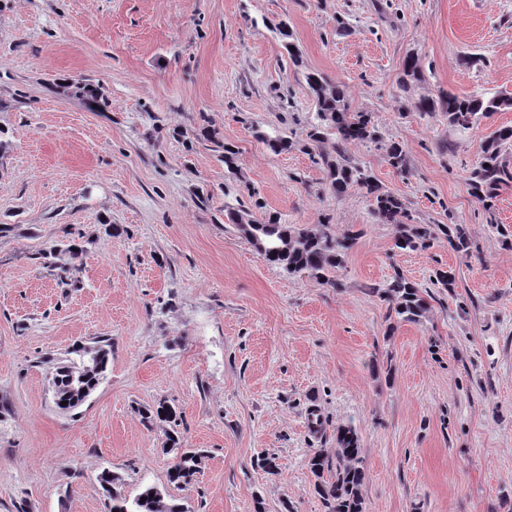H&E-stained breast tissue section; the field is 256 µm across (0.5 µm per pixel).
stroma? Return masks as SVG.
I'll return each mask as SVG.
<instances>
[{
    "mask_svg": "<svg viewBox=\"0 0 512 512\" xmlns=\"http://www.w3.org/2000/svg\"><path fill=\"white\" fill-rule=\"evenodd\" d=\"M309 70L372 115L380 141L352 162L414 223L464 225L469 253L399 251L363 190L329 192L305 149ZM478 89L512 96V0H0V512H108L106 469L189 512H324L308 459L340 425L366 512H512V184L489 211L467 185L512 111L463 133L409 109ZM273 130L293 149L270 152ZM236 204L356 234L338 287L268 263ZM397 272L429 295L419 322L375 291ZM101 337L104 381L60 412L53 363ZM161 401L204 453L191 484H169L170 426L141 415Z\"/></svg>",
    "mask_w": 512,
    "mask_h": 512,
    "instance_id": "1",
    "label": "stroma"
}]
</instances>
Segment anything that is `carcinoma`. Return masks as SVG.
<instances>
[{"mask_svg": "<svg viewBox=\"0 0 512 512\" xmlns=\"http://www.w3.org/2000/svg\"><path fill=\"white\" fill-rule=\"evenodd\" d=\"M277 32L288 51V58L295 66L300 65V55L293 43V33L288 23L278 24ZM420 74L414 55L404 58L402 85L419 80ZM306 83L316 107L317 122L310 131L311 145L317 147L334 138L337 145L369 144L378 142V131L368 112L351 109L346 90L330 83L322 75L310 72ZM411 110L420 114L440 111L448 117V123L461 130L479 127L498 112L512 110V96L504 93H439L437 96H422L411 102ZM259 138L275 154L292 148V142L281 132L261 133ZM512 145V126L501 127L488 137L478 166L470 173L468 185L471 195L486 208H491L503 186L512 182V170L501 160L502 150ZM326 171L328 187L339 197L353 187L365 190L372 197L374 213L385 224L397 225L395 247L402 251L427 249L440 232L457 251L469 252L470 238L461 224H401L399 217L405 215L401 200L390 193L381 191L373 176L363 168L351 164L342 154L336 156L319 154ZM387 163L400 171L406 170V153L403 146L393 142L386 149ZM228 220L233 224H247V236L259 253L270 263L283 267L288 273L315 278L333 288L338 286L333 273L341 268L348 252L354 247L357 235L348 233L336 236L323 229L296 227L282 224L272 218L263 224H255L247 213L230 206L225 207ZM383 298L392 303L391 310L403 322H417L427 310L428 303L421 295V289L403 274L396 273L381 288L377 289ZM112 339L95 342L90 347H77L72 357L57 364L51 374L56 406L64 412L80 408L106 377ZM66 405H61V402ZM147 419L177 423L176 410L160 403L146 409ZM171 450L176 452L175 462L169 471V482L175 485L187 484L198 472L203 454L179 447L177 432L170 434ZM310 471L316 478L315 492L319 495L325 512H364L362 486L365 479L360 439L349 426L336 429V452L329 458L314 453L308 461ZM329 478H324V474ZM99 483L110 499L109 512H188L165 491L154 485H147L132 501L122 492L121 477L104 470Z\"/></svg>", "mask_w": 512, "mask_h": 512, "instance_id": "1", "label": "carcinoma"}]
</instances>
